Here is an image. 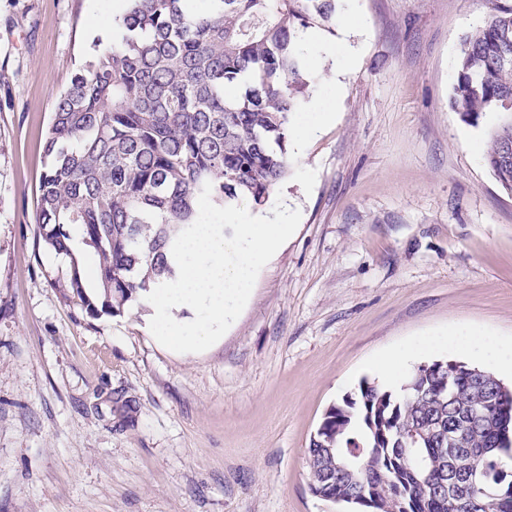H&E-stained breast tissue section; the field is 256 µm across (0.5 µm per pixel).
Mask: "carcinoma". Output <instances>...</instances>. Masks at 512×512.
Segmentation results:
<instances>
[{"label": "carcinoma", "instance_id": "1", "mask_svg": "<svg viewBox=\"0 0 512 512\" xmlns=\"http://www.w3.org/2000/svg\"><path fill=\"white\" fill-rule=\"evenodd\" d=\"M119 35L86 57L55 102L36 224L71 260L66 288L85 313L119 315L173 281L172 246L198 197L265 204L289 171L290 117L310 95L300 32L331 31L337 0H125ZM450 108L502 119L485 162L512 193V5L465 35ZM96 260L86 292L74 236ZM452 361L419 365L397 394L367 379L333 404L310 440L313 487L355 512H512V388ZM479 408L482 418L471 421ZM464 433L455 447L448 435ZM362 469L328 466L333 451ZM481 457L468 479L458 452Z\"/></svg>", "mask_w": 512, "mask_h": 512}]
</instances>
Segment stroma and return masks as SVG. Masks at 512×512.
<instances>
[{"instance_id":"35a3bbf8","label":"stroma","mask_w":512,"mask_h":512,"mask_svg":"<svg viewBox=\"0 0 512 512\" xmlns=\"http://www.w3.org/2000/svg\"><path fill=\"white\" fill-rule=\"evenodd\" d=\"M117 6L0 0V512H346L313 495L307 449L378 361L394 390L436 359L512 383L448 342L512 346V194L484 160L500 115L449 107L494 2L339 0L363 23L307 59L317 132L278 186L301 221L200 353L157 342L143 301L88 317L35 223L56 98Z\"/></svg>"}]
</instances>
